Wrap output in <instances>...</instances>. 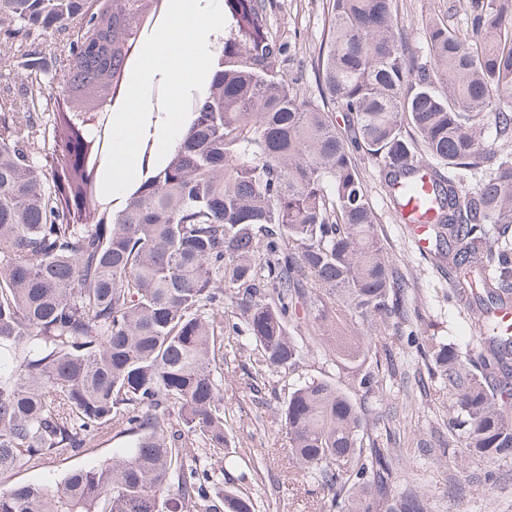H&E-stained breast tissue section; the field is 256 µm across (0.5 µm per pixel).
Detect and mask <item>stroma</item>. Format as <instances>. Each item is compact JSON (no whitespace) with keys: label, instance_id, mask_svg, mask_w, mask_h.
Listing matches in <instances>:
<instances>
[{"label":"stroma","instance_id":"obj_1","mask_svg":"<svg viewBox=\"0 0 512 512\" xmlns=\"http://www.w3.org/2000/svg\"><path fill=\"white\" fill-rule=\"evenodd\" d=\"M449 0H394L399 29L416 50L426 48L427 19L437 17L459 24L448 12ZM328 0H267L271 27L290 45L288 68L301 73V95H317L312 66L317 60L328 26ZM357 165L377 214L378 234L394 265L411 283L406 307L409 327L418 335L436 334L461 351L477 347L473 326L475 310L457 306L454 275L418 250L379 183V162L358 159ZM339 328L364 336L369 343H392L395 373L386 377L368 402V431L388 433L392 465L400 484H413L429 497L431 512H512V457L488 459L467 453L448 442V398L427 363L415 349L396 343L393 328H383L343 308H334ZM313 310L297 306L291 334L306 357L296 372L268 374L257 389H250L248 375L255 370L259 353L243 337L224 333L219 366L224 374L223 406L230 451L248 448L259 465L247 489L260 512H322L326 496L317 484L297 476L286 458L289 446L285 427L276 412L289 391L301 381L332 378L350 388L347 371L335 363L331 345L311 340L307 327ZM127 445L126 438L105 435L93 448L65 460L0 476V488L61 480L75 467H89L111 460Z\"/></svg>","mask_w":512,"mask_h":512}]
</instances>
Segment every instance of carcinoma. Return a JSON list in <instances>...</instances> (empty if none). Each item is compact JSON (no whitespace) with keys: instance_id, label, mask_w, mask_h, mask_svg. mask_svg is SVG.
Segmentation results:
<instances>
[{"instance_id":"1","label":"carcinoma","mask_w":512,"mask_h":512,"mask_svg":"<svg viewBox=\"0 0 512 512\" xmlns=\"http://www.w3.org/2000/svg\"><path fill=\"white\" fill-rule=\"evenodd\" d=\"M91 2L0 0V42L94 22L112 40L120 106L163 0L147 13L112 0L110 24ZM465 2L463 27L426 23L424 58L396 28L393 0H329L318 96L307 98L265 0H222L224 36L189 124L160 160L144 133L138 177L118 205L75 190L106 165H85L97 133L71 105L74 85L95 88L96 51L69 42L65 106L47 145L0 96V474L67 459L112 432L132 438L110 462L0 490V512H216L219 488L224 512H258L240 488L256 466L235 481L224 467V296L259 352L254 382L303 364L288 331L299 299L313 303L319 337L332 298L379 326L407 320L409 283L378 238L361 155L380 160L396 208L428 176L434 256L480 307V349L464 356L434 335L415 348L447 391L449 441L512 456V324L495 316L512 304V0ZM12 60L34 108L49 68L29 51ZM370 350L336 337V360L366 398L381 381L364 368ZM361 412L330 380L296 385L281 409L289 459L327 492L331 512H373L377 498L386 512H430L424 493L397 487L392 449L364 447Z\"/></svg>"}]
</instances>
